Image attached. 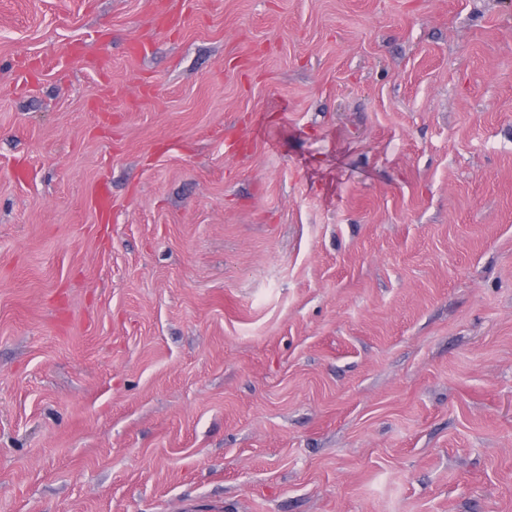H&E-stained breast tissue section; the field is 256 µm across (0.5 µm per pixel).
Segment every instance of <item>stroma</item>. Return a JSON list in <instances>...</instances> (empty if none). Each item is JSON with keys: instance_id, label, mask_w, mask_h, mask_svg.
Returning a JSON list of instances; mask_svg holds the SVG:
<instances>
[{"instance_id": "35a3bbf8", "label": "stroma", "mask_w": 512, "mask_h": 512, "mask_svg": "<svg viewBox=\"0 0 512 512\" xmlns=\"http://www.w3.org/2000/svg\"><path fill=\"white\" fill-rule=\"evenodd\" d=\"M0 512H512V0H0Z\"/></svg>"}]
</instances>
